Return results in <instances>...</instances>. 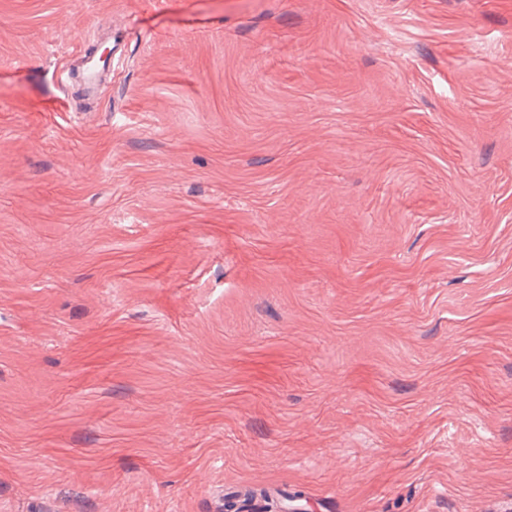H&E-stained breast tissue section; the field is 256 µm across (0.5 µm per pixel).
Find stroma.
<instances>
[{
  "mask_svg": "<svg viewBox=\"0 0 512 512\" xmlns=\"http://www.w3.org/2000/svg\"><path fill=\"white\" fill-rule=\"evenodd\" d=\"M282 486L512 512V0H0V512Z\"/></svg>",
  "mask_w": 512,
  "mask_h": 512,
  "instance_id": "1",
  "label": "stroma"
}]
</instances>
